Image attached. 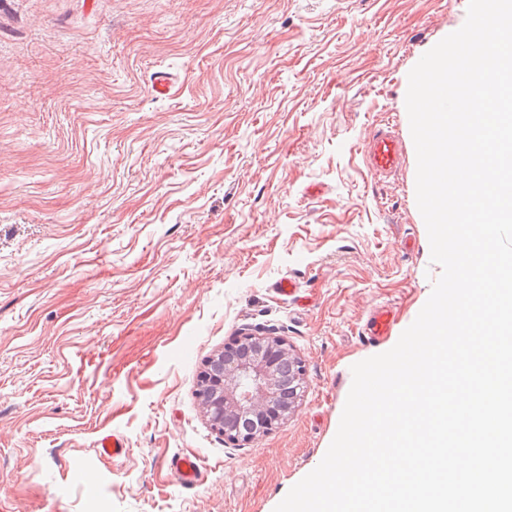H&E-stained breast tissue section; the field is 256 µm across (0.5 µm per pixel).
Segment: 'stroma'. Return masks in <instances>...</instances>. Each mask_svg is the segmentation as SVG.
I'll return each mask as SVG.
<instances>
[{"mask_svg":"<svg viewBox=\"0 0 512 512\" xmlns=\"http://www.w3.org/2000/svg\"><path fill=\"white\" fill-rule=\"evenodd\" d=\"M467 7L0 0V512H274L317 467L352 365L442 273L405 98ZM385 126L402 156L377 177ZM380 306L392 332L367 339ZM245 328L285 337L305 378L288 420L235 448L195 391ZM179 481L184 489H193L198 481L199 466L195 458L184 456L176 462Z\"/></svg>","mask_w":512,"mask_h":512,"instance_id":"1","label":"stroma"}]
</instances>
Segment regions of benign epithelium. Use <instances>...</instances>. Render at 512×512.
<instances>
[{"label": "benign epithelium", "mask_w": 512, "mask_h": 512, "mask_svg": "<svg viewBox=\"0 0 512 512\" xmlns=\"http://www.w3.org/2000/svg\"><path fill=\"white\" fill-rule=\"evenodd\" d=\"M303 383L285 338L242 331L206 361L198 400L224 442L244 448L288 419Z\"/></svg>", "instance_id": "1"}]
</instances>
